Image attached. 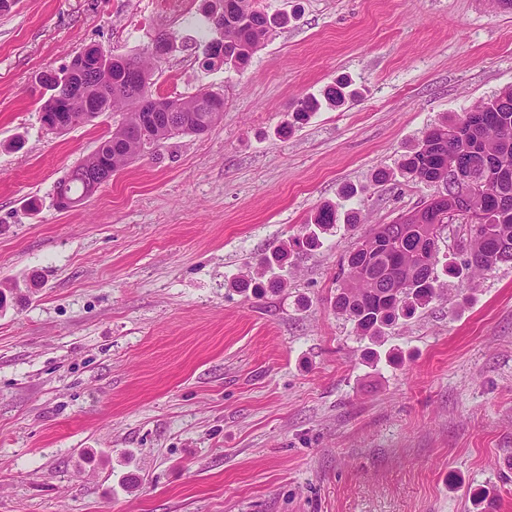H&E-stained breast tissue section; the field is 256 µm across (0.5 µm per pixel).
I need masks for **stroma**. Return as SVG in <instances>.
<instances>
[{
  "mask_svg": "<svg viewBox=\"0 0 512 512\" xmlns=\"http://www.w3.org/2000/svg\"><path fill=\"white\" fill-rule=\"evenodd\" d=\"M201 4L0 12V289L25 292L0 313V512H483L488 491L512 512V265L448 279L378 338L331 306L340 259L430 192L401 154L512 86V9L270 0L283 22L239 73L203 67ZM91 46L224 111L61 210L57 181L120 116L49 131L36 79ZM344 76L355 100L290 126ZM326 203L359 227L319 230ZM300 234L315 243L275 268L279 293L240 288Z\"/></svg>",
  "mask_w": 512,
  "mask_h": 512,
  "instance_id": "35a3bbf8",
  "label": "stroma"
}]
</instances>
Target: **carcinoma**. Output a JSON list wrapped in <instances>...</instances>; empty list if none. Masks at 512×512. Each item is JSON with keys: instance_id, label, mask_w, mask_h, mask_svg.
<instances>
[{"instance_id": "obj_1", "label": "carcinoma", "mask_w": 512, "mask_h": 512, "mask_svg": "<svg viewBox=\"0 0 512 512\" xmlns=\"http://www.w3.org/2000/svg\"><path fill=\"white\" fill-rule=\"evenodd\" d=\"M234 1L242 4V10L235 9L224 14V28L220 29V33L224 41L237 45L242 49V55L250 60L267 40L272 27L279 24V17L269 13L263 0H229L231 3ZM124 60L140 71L139 94L150 95L151 71L148 59L126 56ZM124 71L125 68L117 64L111 69L89 72V79L82 84L74 81L76 89L97 102L100 111H121L123 119L91 156L58 182L56 205L62 210L71 208L69 201L78 202L86 196L84 169L107 159L111 161L112 171L116 172L134 157L151 151L176 134L203 135L216 124V120L211 118L212 112L200 106V101L209 92L200 91L191 97L177 99L189 118L187 123L167 131L158 140L127 141L117 149L112 147V141L124 136L129 126L144 119V114L135 109L133 95L122 89ZM349 87L347 82H338L328 88L324 96L334 105L342 106L353 95ZM72 96V90L65 84L50 94L40 110L48 114L59 112L71 104ZM318 107L319 101L315 97L299 100L292 113L294 121L300 123L306 120ZM471 111L481 113L485 122L497 127L500 137L488 151L482 141L478 140L479 132H473L471 140L458 145L462 151L464 167L476 178L503 172L506 178L499 182L496 197L484 204L483 223L480 227L467 228L469 234L475 232L485 236L484 242L460 263L446 266L445 274L452 278L461 277L464 270L468 271L469 277L474 278L491 273L502 265L512 264V88L477 103ZM464 118L462 114L428 128L418 144L402 155L399 167L403 175L427 187L439 186L441 172L448 163V131ZM338 221V209L325 204L317 210L312 223L324 229ZM405 228L406 235L395 237L381 250L375 262H368L364 253L356 248L347 252L342 261L333 308L353 324L360 336H379L384 329L398 324L399 320L411 317L417 308L445 296V289L441 288L437 273L439 248L432 247L429 239L421 238L415 225L407 224ZM404 252L414 257L415 264L419 266L409 290L374 287L376 279L388 281V271L397 265Z\"/></svg>"}]
</instances>
